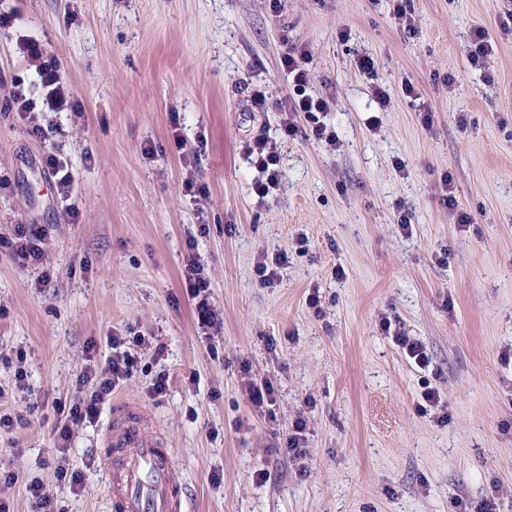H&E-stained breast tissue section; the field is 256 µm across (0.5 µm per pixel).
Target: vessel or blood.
<instances>
[{"label": "vessel or blood", "mask_w": 512, "mask_h": 512, "mask_svg": "<svg viewBox=\"0 0 512 512\" xmlns=\"http://www.w3.org/2000/svg\"><path fill=\"white\" fill-rule=\"evenodd\" d=\"M104 446L112 512H180L175 458L142 406L114 404Z\"/></svg>", "instance_id": "1"}]
</instances>
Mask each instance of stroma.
<instances>
[{"label": "stroma", "instance_id": "obj_1", "mask_svg": "<svg viewBox=\"0 0 512 512\" xmlns=\"http://www.w3.org/2000/svg\"><path fill=\"white\" fill-rule=\"evenodd\" d=\"M406 8L412 34L391 0H0L16 17L0 28V237L49 225L53 272L0 251V415L18 420L0 433L9 512H36L35 481L62 512H111L95 460L106 419L60 452L55 404L79 397L88 345L105 360L107 336L130 330L138 373L113 397L162 431L181 512H452L492 497L512 512V0ZM477 28L493 47L482 70L467 56ZM24 35L62 62L79 103L40 117L44 140L7 107L14 81L39 91ZM289 44L307 53L311 93L334 100L336 146L280 129ZM364 54L374 77L356 67ZM259 136L281 168L263 199L245 152ZM50 151L71 167L78 216ZM446 175L470 225L442 203ZM191 241L223 321L211 337L185 283ZM279 252L288 264L263 287L255 266ZM386 319L425 347L427 369ZM161 372L167 392L150 398ZM252 379L273 383L274 404L251 403ZM429 386L450 400L446 423L416 410ZM299 420L300 466L285 450Z\"/></svg>", "mask_w": 512, "mask_h": 512}]
</instances>
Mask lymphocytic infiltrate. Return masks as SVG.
Segmentation results:
<instances>
[{
    "mask_svg": "<svg viewBox=\"0 0 512 512\" xmlns=\"http://www.w3.org/2000/svg\"><path fill=\"white\" fill-rule=\"evenodd\" d=\"M17 48L22 57L34 67L43 90L41 96H27L22 89H15L10 105L15 108L20 119L31 126L32 134L42 137L46 131L38 124L39 115L48 112H73L78 104L65 80L59 60L47 54L40 43L33 39L21 40ZM307 54L295 47L287 48L282 57V65L292 80L293 96L290 102L282 104V112L287 113L284 132L293 135L295 124L290 113L303 114L308 129L314 139L332 145L336 133L326 123L325 117L331 110L330 99L308 94L306 85L309 71L306 67ZM253 164L263 175L255 185L258 196H267L270 189L279 181V156L275 147L265 138L258 137L248 148ZM50 234L46 224L15 225L10 237L1 239L0 247L8 249L11 258L20 266L40 265L45 261L44 244ZM186 280L195 301L198 323L203 329H218L221 323L219 314L210 304V281L204 266L196 259L189 258L186 265ZM112 355L104 364H86L78 376V386L87 388L85 397L72 403L57 402L55 408L59 418L54 428L58 447H66L74 430L84 424L95 422L104 405L110 400L113 390L121 383L134 377L137 371V358L134 346L140 345V337L112 335L108 338Z\"/></svg>",
    "mask_w": 512,
    "mask_h": 512,
    "instance_id": "f902f5d3",
    "label": "lymphocytic infiltrate"
}]
</instances>
